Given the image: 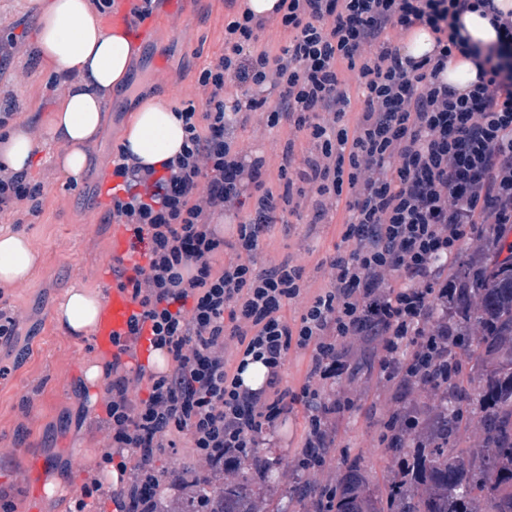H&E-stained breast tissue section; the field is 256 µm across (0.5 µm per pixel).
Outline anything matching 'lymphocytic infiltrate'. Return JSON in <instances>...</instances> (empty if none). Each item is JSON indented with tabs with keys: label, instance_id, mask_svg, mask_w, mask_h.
Wrapping results in <instances>:
<instances>
[{
	"label": "lymphocytic infiltrate",
	"instance_id": "lymphocytic-infiltrate-1",
	"mask_svg": "<svg viewBox=\"0 0 512 512\" xmlns=\"http://www.w3.org/2000/svg\"><path fill=\"white\" fill-rule=\"evenodd\" d=\"M228 3L223 48L200 70L197 99L176 111L182 151L158 169L122 148L112 159L109 215L147 257L127 279L141 307L130 332L172 363L130 373L112 361L109 445L135 453L115 512H162L165 485L232 474L298 405L295 467L320 479L306 512H334L336 486L323 473L336 445L332 416L355 405L354 353L374 341L384 383L445 390L450 353L468 342L448 317L457 263L482 251L476 225H512L511 10L495 0H279L259 15L249 0ZM468 11L489 19L495 44L463 35ZM416 26L435 36L418 60L397 44ZM456 53L478 66L463 90L442 79ZM254 117L283 131L277 167L240 145L237 131ZM43 202L42 183L0 163L1 216L25 224ZM340 207L347 217L325 287L311 291L288 258L256 268L285 216L308 209L318 224ZM231 210L244 217L228 243L214 222ZM297 303L300 317L288 320ZM293 348L309 352L308 371L298 390H283ZM256 361L268 381L253 392L241 374ZM142 383L147 398L133 399ZM384 430L392 466L408 472L401 448L431 435L418 406L398 403ZM185 433L193 467L160 471L159 457Z\"/></svg>",
	"mask_w": 512,
	"mask_h": 512
}]
</instances>
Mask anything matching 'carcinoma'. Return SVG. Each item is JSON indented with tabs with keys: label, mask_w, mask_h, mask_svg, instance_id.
<instances>
[{
	"label": "carcinoma",
	"mask_w": 512,
	"mask_h": 512,
	"mask_svg": "<svg viewBox=\"0 0 512 512\" xmlns=\"http://www.w3.org/2000/svg\"><path fill=\"white\" fill-rule=\"evenodd\" d=\"M464 288L452 313L462 330L481 333L461 349L469 365L449 396L441 397L442 427L418 453L415 474L399 484L422 488L419 495L396 492L387 502L375 496L368 479L351 466L337 487L336 512H512V241L491 237L477 261L461 259ZM482 422L488 438L480 448H460L452 436L470 419ZM198 499L213 512H262L259 487L242 467L232 481L215 474L195 482L194 494L168 512H194Z\"/></svg>",
	"instance_id": "obj_1"
}]
</instances>
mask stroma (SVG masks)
<instances>
[{
	"label": "stroma",
	"mask_w": 512,
	"mask_h": 512,
	"mask_svg": "<svg viewBox=\"0 0 512 512\" xmlns=\"http://www.w3.org/2000/svg\"><path fill=\"white\" fill-rule=\"evenodd\" d=\"M33 0H0V36L14 33L19 42L11 68L23 65V54L32 49L35 14ZM226 7L224 0H190L183 16L158 12L153 18L151 40L134 55L126 84L113 90L105 103L104 123L93 146L94 166L78 182L67 180L52 158L57 148L47 145L30 174L44 185L43 211L23 230L33 238L42 256L39 268L23 286L5 289L0 308L14 314L22 333L28 334L29 352L0 341V363L10 371L0 377V491H7L13 512H114L112 488L100 484L91 494L83 487L99 475L105 460L107 432L106 388L93 389V401L83 400L79 385L86 357L96 354L92 337L66 336L53 320L55 306L70 286L111 290L105 272L112 266V221L102 197V186L112 171V153L137 106L138 94L154 92L173 106L194 96L195 78L213 54L220 50ZM50 74L37 68L32 84L19 87L26 101L24 120L33 124L32 135L42 139L43 125L59 103L46 84ZM340 216L325 224L289 217L277 225L267 246L257 257H290L304 265L312 288L326 284L321 265L334 254L339 242ZM379 373L370 370L356 379L359 398L353 409L336 416V446L328 460L335 480H343L349 462H358L371 490L384 495V484L396 480L390 451L381 444V420L395 400V391L380 388ZM303 407H296L265 436L254 454L279 461L284 477L265 484L260 474L252 479L261 488L269 512H302L299 497L311 489L313 478L293 475V460L304 433ZM36 471L35 484L17 477L21 466ZM69 472L65 495L47 499L44 486L55 472ZM84 510H76L78 501Z\"/></svg>",
	"instance_id": "1"
}]
</instances>
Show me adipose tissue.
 Listing matches in <instances>:
<instances>
[{"instance_id":"1","label":"adipose tissue","mask_w":512,"mask_h":512,"mask_svg":"<svg viewBox=\"0 0 512 512\" xmlns=\"http://www.w3.org/2000/svg\"><path fill=\"white\" fill-rule=\"evenodd\" d=\"M34 46L40 63L52 74H78L44 128V142L59 147L56 164L77 181L93 161L92 147L102 128L100 93L127 82L134 49L124 33L104 26L89 12L86 0L38 5ZM183 140L181 121L162 101L145 102L124 135L130 151L157 168L180 151ZM42 144L25 130H14L0 142V161L14 171H30ZM40 261L41 254L26 233L0 227V288L23 284ZM105 305L102 291L75 284L55 307L54 321L63 333L84 337L94 330Z\"/></svg>"}]
</instances>
